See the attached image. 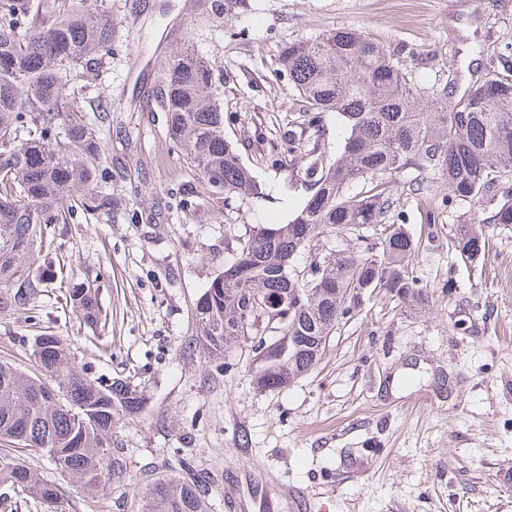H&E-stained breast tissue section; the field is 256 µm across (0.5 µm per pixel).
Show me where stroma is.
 Listing matches in <instances>:
<instances>
[{"label": "stroma", "instance_id": "stroma-1", "mask_svg": "<svg viewBox=\"0 0 512 512\" xmlns=\"http://www.w3.org/2000/svg\"><path fill=\"white\" fill-rule=\"evenodd\" d=\"M97 5L116 27L112 53L66 83L86 114L112 107L99 137L114 208L48 228L26 260L50 271L48 286L33 309H0V362L35 375L30 344L52 333L91 378L136 385L145 406L112 433L131 481L90 491L41 452H0L57 482L63 512H142L141 489L177 476L186 451L210 478L208 512H226V487L249 475L294 498L289 512H512V226L491 224L493 205L443 206L436 182L402 193L393 222L417 244L410 268L428 301L363 294L287 387L256 389L248 349L208 353L195 317L247 226L287 223L306 199L283 141L303 112L279 70L284 45L353 28L410 49L416 84L454 83L458 100L512 69V0H245L232 16L223 0ZM187 43L212 64L224 135L264 187L252 205L210 196L169 139L157 100ZM176 189L194 191L200 209H175ZM428 209L440 214L432 228L420 219ZM462 220L489 237L467 263L450 242ZM77 287L96 290L111 324L79 320Z\"/></svg>", "mask_w": 512, "mask_h": 512}]
</instances>
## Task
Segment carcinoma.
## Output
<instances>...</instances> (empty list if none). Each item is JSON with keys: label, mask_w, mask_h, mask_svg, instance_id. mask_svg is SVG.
<instances>
[{"label": "carcinoma", "mask_w": 512, "mask_h": 512, "mask_svg": "<svg viewBox=\"0 0 512 512\" xmlns=\"http://www.w3.org/2000/svg\"><path fill=\"white\" fill-rule=\"evenodd\" d=\"M96 0H82L45 26L31 24L33 0H0V308H32L43 279L21 268L44 242L50 224H67L75 211L97 217L112 211L101 183L109 174L98 159L101 142L79 96L66 91L64 70H94L112 46V16ZM25 34H20V31ZM294 90L306 103L288 153L302 174L307 199L286 224H256L239 238L232 258L197 300L203 345L211 352L248 347L253 381L276 390L312 370L349 311L346 303L379 288L398 300H428L409 271L414 240L392 231L375 253L349 248L323 253L327 231L358 232L385 223L397 208V176L413 171L411 192L426 179L448 190L445 202L481 206L502 197L490 223L512 225V71L496 73L457 102L448 85L421 88L400 59L352 29H336L286 45L279 56ZM159 105L172 142L202 174L214 195L248 206L264 197L261 185L224 137L211 66L189 46L169 63ZM334 112L347 136L337 151L321 142L322 114ZM84 187L73 199L71 191ZM453 247L461 259L482 254L485 236L457 225ZM313 255L306 277L297 263ZM261 303L293 297L285 320L271 326L262 313H244V292ZM80 320L101 321L96 291L74 288ZM273 336L275 340L267 341ZM41 371L25 378L0 362V442L41 450L60 473L93 488L104 478L122 481L126 467L112 457V429L137 415L144 400L124 379L96 381L54 335L34 338ZM185 476L160 479L143 492V512H205L208 477L184 463ZM0 482L48 503L58 485L25 464L0 456Z\"/></svg>", "instance_id": "obj_1"}]
</instances>
